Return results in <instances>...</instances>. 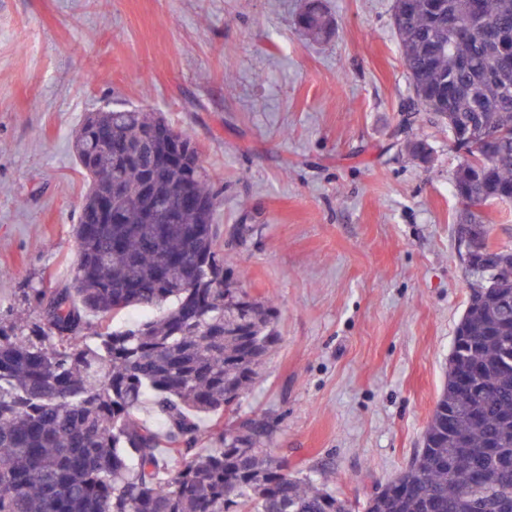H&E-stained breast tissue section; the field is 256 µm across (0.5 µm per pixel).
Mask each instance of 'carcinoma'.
I'll return each mask as SVG.
<instances>
[{
    "instance_id": "cac0c4a2",
    "label": "carcinoma",
    "mask_w": 512,
    "mask_h": 512,
    "mask_svg": "<svg viewBox=\"0 0 512 512\" xmlns=\"http://www.w3.org/2000/svg\"><path fill=\"white\" fill-rule=\"evenodd\" d=\"M471 2L395 0L393 24L418 107L486 157L459 165L455 195L491 205L512 195V135L481 138L512 127V73L497 69L512 47V0H478L485 29L458 38ZM298 26L315 40L330 31L318 3ZM174 137L193 143L143 106L90 112L76 132L90 189L72 227L71 283L29 288L24 307L0 317V512H352L326 485L284 472L255 422L197 448L201 421L220 424L279 335L275 307L224 275L208 170L163 163ZM185 183L196 205L170 214L154 205ZM490 224L462 204L460 227ZM505 267L512 249L500 247L492 266L466 275L468 303L421 448L365 512H512ZM131 308L163 314L106 322ZM147 400L158 431L136 418Z\"/></svg>"
}]
</instances>
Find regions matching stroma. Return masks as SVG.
Listing matches in <instances>:
<instances>
[{"label": "stroma", "mask_w": 512, "mask_h": 512, "mask_svg": "<svg viewBox=\"0 0 512 512\" xmlns=\"http://www.w3.org/2000/svg\"><path fill=\"white\" fill-rule=\"evenodd\" d=\"M306 2L0 0V313L70 279L86 113H163L211 175L225 269L282 336L221 424L262 422L288 473L330 475L361 512L419 448L466 307L461 156L408 115L395 0H322L320 43ZM298 26L306 36L315 40L324 38L330 31V21L318 3L310 4L299 17Z\"/></svg>", "instance_id": "1"}]
</instances>
